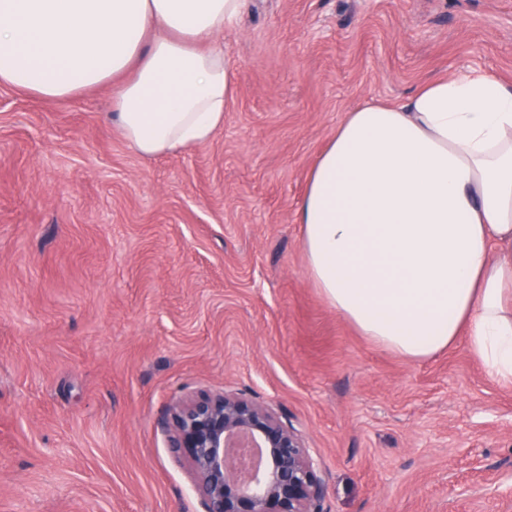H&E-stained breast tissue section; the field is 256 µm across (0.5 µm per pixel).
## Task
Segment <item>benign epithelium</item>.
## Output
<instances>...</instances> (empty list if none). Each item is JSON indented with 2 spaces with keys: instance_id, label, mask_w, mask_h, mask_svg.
Here are the masks:
<instances>
[{
  "instance_id": "7a95c632",
  "label": "benign epithelium",
  "mask_w": 512,
  "mask_h": 512,
  "mask_svg": "<svg viewBox=\"0 0 512 512\" xmlns=\"http://www.w3.org/2000/svg\"><path fill=\"white\" fill-rule=\"evenodd\" d=\"M164 425L204 512H323L325 483L304 437L272 410L202 390L170 407Z\"/></svg>"
}]
</instances>
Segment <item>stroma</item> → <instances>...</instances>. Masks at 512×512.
Instances as JSON below:
<instances>
[{
  "label": "stroma",
  "mask_w": 512,
  "mask_h": 512,
  "mask_svg": "<svg viewBox=\"0 0 512 512\" xmlns=\"http://www.w3.org/2000/svg\"><path fill=\"white\" fill-rule=\"evenodd\" d=\"M237 93L155 158L112 88L0 87V512H203L163 419L200 390L306 436L324 512H512V382L411 360L332 307L295 211L346 112L471 70L512 83V0H249Z\"/></svg>",
  "instance_id": "1"
}]
</instances>
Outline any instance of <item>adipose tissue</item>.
I'll return each instance as SVG.
<instances>
[{
	"label": "adipose tissue",
	"mask_w": 512,
	"mask_h": 512,
	"mask_svg": "<svg viewBox=\"0 0 512 512\" xmlns=\"http://www.w3.org/2000/svg\"><path fill=\"white\" fill-rule=\"evenodd\" d=\"M248 0H0V85L113 83L144 156L210 141L234 95L216 38ZM308 267L363 335L422 360L466 341L512 382V84L473 71L346 114L296 212Z\"/></svg>",
	"instance_id": "ef3b65f1"
}]
</instances>
